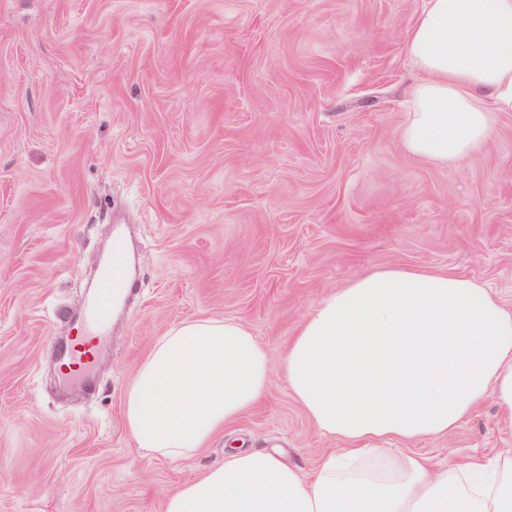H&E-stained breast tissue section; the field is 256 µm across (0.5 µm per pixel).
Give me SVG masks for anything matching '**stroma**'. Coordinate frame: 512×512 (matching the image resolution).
I'll return each instance as SVG.
<instances>
[{
    "label": "stroma",
    "mask_w": 512,
    "mask_h": 512,
    "mask_svg": "<svg viewBox=\"0 0 512 512\" xmlns=\"http://www.w3.org/2000/svg\"><path fill=\"white\" fill-rule=\"evenodd\" d=\"M425 0H0V512H161L242 442L303 470L341 440L273 371L267 395L190 459L136 448L139 363L174 324L233 318L280 363L330 292L385 266L477 280L512 307V112L440 167L400 129ZM123 234L141 282L105 325L94 395L55 362ZM491 459L485 400L447 438Z\"/></svg>",
    "instance_id": "35a3bbf8"
}]
</instances>
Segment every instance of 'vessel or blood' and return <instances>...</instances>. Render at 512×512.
Here are the masks:
<instances>
[{
	"mask_svg": "<svg viewBox=\"0 0 512 512\" xmlns=\"http://www.w3.org/2000/svg\"><path fill=\"white\" fill-rule=\"evenodd\" d=\"M122 287L131 296L138 291L137 283L129 275L126 256L116 252L109 256L98 276L96 290L85 308L79 335L72 337L59 353L62 380L80 382L86 389L94 387L92 367L102 342L99 325L111 315L113 302Z\"/></svg>",
	"mask_w": 512,
	"mask_h": 512,
	"instance_id": "vessel-or-blood-1",
	"label": "vessel or blood"
}]
</instances>
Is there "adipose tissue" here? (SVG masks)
<instances>
[{
    "instance_id": "ef3b65f1",
    "label": "adipose tissue",
    "mask_w": 512,
    "mask_h": 512,
    "mask_svg": "<svg viewBox=\"0 0 512 512\" xmlns=\"http://www.w3.org/2000/svg\"><path fill=\"white\" fill-rule=\"evenodd\" d=\"M406 52L417 77L405 150L439 166L480 149L512 112V0H425ZM269 354L240 321L172 326L139 365L123 407L136 446L169 458L202 448L258 404ZM322 431L345 448L308 473L236 448L164 500L163 512H512V454L437 467L380 448L448 436L486 399L512 424V308L473 280L389 266L325 296L279 366Z\"/></svg>"
}]
</instances>
